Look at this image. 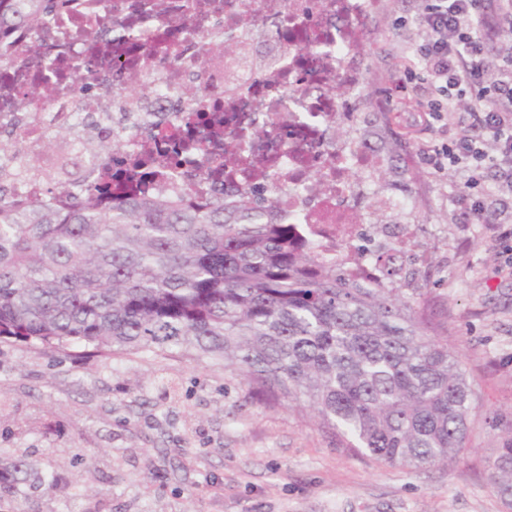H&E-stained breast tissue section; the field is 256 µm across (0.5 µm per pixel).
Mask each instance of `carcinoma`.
<instances>
[{
    "label": "carcinoma",
    "instance_id": "carcinoma-1",
    "mask_svg": "<svg viewBox=\"0 0 512 512\" xmlns=\"http://www.w3.org/2000/svg\"><path fill=\"white\" fill-rule=\"evenodd\" d=\"M71 0H0V68L8 35L36 32ZM104 19L92 20L95 59ZM35 93L50 97L61 76L46 63ZM117 141L54 134L44 148L78 150L86 162ZM199 180L178 197L136 193L167 153L141 154L125 174L90 178L78 164L30 175L47 193L73 194L59 211L48 201L14 203L0 187V339L100 355L193 352L221 359L240 383L276 403L317 413L345 449L391 466L448 465L466 450L477 421L474 386L448 350L421 294L370 285L327 259L299 224H283L270 197L224 199V149L201 148ZM34 475L20 456H0V500ZM488 481L512 498V438L493 451Z\"/></svg>",
    "mask_w": 512,
    "mask_h": 512
}]
</instances>
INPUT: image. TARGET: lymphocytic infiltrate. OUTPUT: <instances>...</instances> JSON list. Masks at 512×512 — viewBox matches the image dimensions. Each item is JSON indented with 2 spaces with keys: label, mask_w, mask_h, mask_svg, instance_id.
I'll list each match as a JSON object with an SVG mask.
<instances>
[{
  "label": "lymphocytic infiltrate",
  "mask_w": 512,
  "mask_h": 512,
  "mask_svg": "<svg viewBox=\"0 0 512 512\" xmlns=\"http://www.w3.org/2000/svg\"><path fill=\"white\" fill-rule=\"evenodd\" d=\"M404 72L426 119L451 118L457 136L438 150L437 173L462 179V200L478 224H512L497 201L512 196V0H424ZM499 45L496 69L488 47ZM494 171L493 187L485 174Z\"/></svg>",
  "instance_id": "f902f5d3"
}]
</instances>
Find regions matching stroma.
<instances>
[{
    "label": "stroma",
    "instance_id": "obj_1",
    "mask_svg": "<svg viewBox=\"0 0 512 512\" xmlns=\"http://www.w3.org/2000/svg\"><path fill=\"white\" fill-rule=\"evenodd\" d=\"M420 0H387L364 48V108L409 210L369 215L354 246L374 243L393 287L420 288L433 322L478 392L469 449L446 466H390L353 455L310 412L267 405L220 361L188 353L100 356L0 344V453L68 485L26 489L0 512H505L486 466L512 428V267L499 224H471L461 187L435 152L457 132L421 120L397 51L420 39Z\"/></svg>",
    "mask_w": 512,
    "mask_h": 512
}]
</instances>
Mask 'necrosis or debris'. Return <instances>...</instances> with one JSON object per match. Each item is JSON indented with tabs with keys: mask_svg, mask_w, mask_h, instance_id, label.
Returning <instances> with one entry per match:
<instances>
[{
	"mask_svg": "<svg viewBox=\"0 0 512 512\" xmlns=\"http://www.w3.org/2000/svg\"><path fill=\"white\" fill-rule=\"evenodd\" d=\"M84 2L109 23L105 36L116 67L103 71L93 64L81 13L65 21L48 18L42 41H33L25 30L12 38L16 58L35 52L46 61L87 67L85 82L95 90L91 97L63 92L33 99L22 112H0V141L20 138L26 147L18 154L0 145V181L10 180L17 197L38 195L37 181L26 174L32 159L49 130L74 128L80 113H92L119 142L117 153L98 157L94 167L99 170L184 121L220 112L225 132L240 126L265 131L247 144L244 169L227 177L226 197L279 187L280 219L303 225L320 251L337 263L347 262V244L363 212L408 206V199L378 192L384 162L358 130L357 106L366 94L358 47L382 0H258L255 25L277 28L282 19L296 21L285 38L257 37L255 26L242 21L240 0H191L189 10L183 9L184 0H165L162 14L153 10L154 0L137 10L128 9V0ZM126 30L155 48L147 68L128 64V45L117 39ZM227 34L240 42V51L213 53L210 42ZM190 82L201 91L189 105L179 106L180 90ZM336 83L346 91L339 99L325 92ZM199 163L195 150L183 152L177 173L155 178L147 193L182 191Z\"/></svg>",
	"mask_w": 512,
	"mask_h": 512,
	"instance_id": "1",
	"label": "necrosis or debris"
}]
</instances>
